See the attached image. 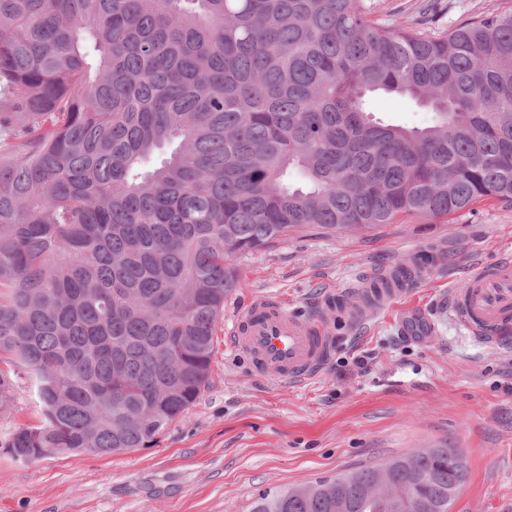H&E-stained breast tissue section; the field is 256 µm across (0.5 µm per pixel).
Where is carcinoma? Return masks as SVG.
Masks as SVG:
<instances>
[{"mask_svg": "<svg viewBox=\"0 0 512 512\" xmlns=\"http://www.w3.org/2000/svg\"><path fill=\"white\" fill-rule=\"evenodd\" d=\"M372 0H0V362L22 462L152 448L209 380L236 254L512 204V8L445 34ZM433 113L385 123L372 94ZM15 380L0 370V413ZM426 448L250 512H450Z\"/></svg>", "mask_w": 512, "mask_h": 512, "instance_id": "cac0c4a2", "label": "carcinoma"}]
</instances>
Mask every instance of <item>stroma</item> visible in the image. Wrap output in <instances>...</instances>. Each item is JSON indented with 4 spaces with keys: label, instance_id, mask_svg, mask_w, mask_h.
I'll return each instance as SVG.
<instances>
[{
    "label": "stroma",
    "instance_id": "1",
    "mask_svg": "<svg viewBox=\"0 0 512 512\" xmlns=\"http://www.w3.org/2000/svg\"><path fill=\"white\" fill-rule=\"evenodd\" d=\"M398 28L443 32L512 0H374ZM512 256V204L484 201L440 219L327 232L309 227L277 247L233 256L244 286L224 302L211 376L153 448L70 453L32 463L6 447L39 422L29 380L0 416V512H249L265 490L304 485L355 465L425 448L462 451L467 479L452 512H512V336L488 344L460 326L451 300L482 267ZM424 266L409 296L362 322L331 321L335 346L304 384L270 381L227 332L252 302L283 301L315 322L325 294L398 266Z\"/></svg>",
    "mask_w": 512,
    "mask_h": 512
}]
</instances>
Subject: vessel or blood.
Returning <instances> with one entry per match:
<instances>
[{
  "label": "vessel or blood",
  "mask_w": 512,
  "mask_h": 512,
  "mask_svg": "<svg viewBox=\"0 0 512 512\" xmlns=\"http://www.w3.org/2000/svg\"><path fill=\"white\" fill-rule=\"evenodd\" d=\"M408 288L373 289L371 281L326 295L321 303L324 323L310 324L288 314L280 300L265 298L251 304L229 331L233 345L255 371L275 381L303 383L315 377L334 348L325 323L365 313V301L383 304L408 295ZM455 319L473 336L498 342L512 331V260L506 259L473 275L463 296L453 303Z\"/></svg>",
  "instance_id": "obj_1"
}]
</instances>
